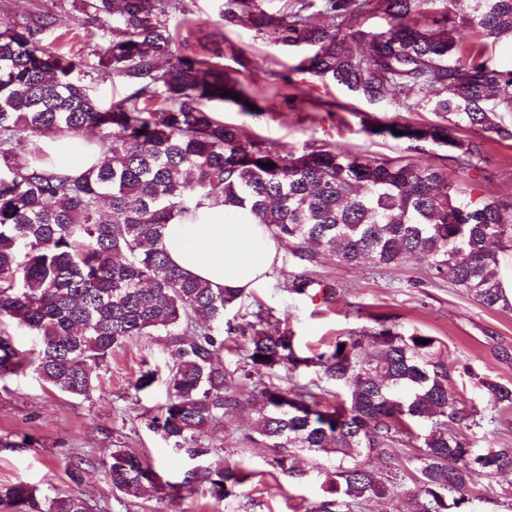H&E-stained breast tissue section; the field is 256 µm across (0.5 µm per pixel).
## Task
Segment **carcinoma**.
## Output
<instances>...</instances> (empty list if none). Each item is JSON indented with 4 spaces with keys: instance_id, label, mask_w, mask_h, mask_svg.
<instances>
[{
    "instance_id": "carcinoma-1",
    "label": "carcinoma",
    "mask_w": 512,
    "mask_h": 512,
    "mask_svg": "<svg viewBox=\"0 0 512 512\" xmlns=\"http://www.w3.org/2000/svg\"><path fill=\"white\" fill-rule=\"evenodd\" d=\"M331 18L320 26L310 9ZM440 3L442 9L430 6ZM97 22L112 29L99 47V72L134 91L103 108L84 83L82 57L51 51L40 35L53 21L0 30V380L34 366L61 393L89 399L93 369L135 336L167 337L165 402L149 426L176 448L204 456L200 435L241 404L257 408L254 432L272 448L282 474L306 475L294 458L315 461L329 494L319 512H359L387 493L397 444L416 450V492L406 512H478L473 488L512 472V448H475L470 434L512 408V385L478 379L485 410L460 405L448 355L437 340L396 323L336 338L305 356L288 329L252 326L243 373L219 362L224 315L242 294L187 277L161 247L162 229L204 202L247 208L256 223L301 249L313 245L339 263L370 258L381 267L425 259L438 275L485 306L501 300L498 253L512 247V213L494 199L463 197L434 165L402 164L334 147L300 154L243 140L204 101L249 112L245 85L220 64L175 54L169 19L181 0H95ZM381 14L389 27L364 31L359 19ZM221 20L266 28L278 43L306 45L301 69L370 100L407 91L442 121H390L368 133L429 142L463 156L457 136L512 130V70L489 68L488 41L512 37V0H299L272 15L256 0H223ZM163 59L168 65H160ZM229 96H224V93ZM90 130L105 159L71 177L16 149L43 136L80 139ZM399 134H394V131ZM264 163L274 164L265 169ZM38 338L35 358L6 326ZM427 343L419 344L417 340ZM375 347L362 355L364 343ZM316 367L297 390L272 380L275 370ZM258 376L253 386L247 380ZM339 458L334 471L319 460ZM112 490L139 498L161 485L155 467L117 448L106 462ZM250 477L231 465L189 470L171 494L199 489L216 500ZM8 512H88L73 494L40 498L29 486L0 487Z\"/></svg>"
}]
</instances>
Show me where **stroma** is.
Segmentation results:
<instances>
[{
    "instance_id": "obj_1",
    "label": "stroma",
    "mask_w": 512,
    "mask_h": 512,
    "mask_svg": "<svg viewBox=\"0 0 512 512\" xmlns=\"http://www.w3.org/2000/svg\"><path fill=\"white\" fill-rule=\"evenodd\" d=\"M222 2L183 0L194 22L176 31L175 47L209 59L215 32H224L229 45L222 58L224 68L247 85L258 109L249 113L224 103L215 110L225 123L239 127L245 138L296 154L330 145L353 154L430 163L442 168L468 197H492L512 208V139L492 132L464 133L475 162L464 170L447 149L368 134L365 128L373 123L427 124L437 117L425 109L405 111L389 99L366 100L299 70L308 47L274 43L268 33L245 22L222 25ZM43 10L50 11L54 21L42 34L44 44L52 50L69 49L96 63L101 30L93 19L92 0H0V24L23 28ZM241 56L247 67H239ZM298 88L304 90L305 101L293 100ZM297 275L314 280L315 288L305 295L288 292ZM262 316L293 331L306 355L336 337L375 327L385 319L419 330L447 352L456 394L470 406L487 405L480 378L512 384V302L484 307L449 276L433 275L422 260L388 268L370 262L350 266L324 254L308 260L296 247L280 243L279 264L268 279L226 313L244 332ZM166 362L165 337L144 336L128 340L94 370L96 390L88 400L59 393L30 370L0 382V437H25L31 443L21 451L0 450V486L24 483L43 498L69 491L82 497L93 512H317L326 498L320 480H296L271 467L273 452L253 432L254 411L248 405L201 436L208 463H229L251 472L250 481L236 496L218 501L199 492L174 501L164 490L137 499L113 492L104 463L116 448L151 460L163 480L170 482L181 481L195 465L185 451L147 424L149 410L165 399L164 384L155 382L144 391L134 388L143 371L165 370ZM395 450L401 462L396 484L388 495L365 502L362 512H404L414 488V451L400 444ZM76 461L84 468L77 485L66 476Z\"/></svg>"
}]
</instances>
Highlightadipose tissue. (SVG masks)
I'll list each match as a JSON object with an SVG mask.
<instances>
[{
	"instance_id": "adipose-tissue-1",
	"label": "adipose tissue",
	"mask_w": 512,
	"mask_h": 512,
	"mask_svg": "<svg viewBox=\"0 0 512 512\" xmlns=\"http://www.w3.org/2000/svg\"><path fill=\"white\" fill-rule=\"evenodd\" d=\"M42 149L63 159L62 172L83 174L102 154L95 144L73 151L71 140L46 139ZM163 246L170 262L211 288L249 292L278 263L277 243L266 225L255 224L223 205L204 203L196 217L166 225Z\"/></svg>"
}]
</instances>
